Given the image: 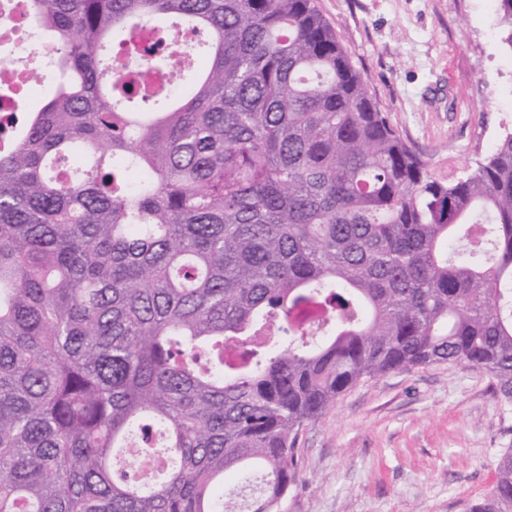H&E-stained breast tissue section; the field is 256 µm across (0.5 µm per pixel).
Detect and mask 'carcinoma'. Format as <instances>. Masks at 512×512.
Masks as SVG:
<instances>
[{"instance_id": "obj_1", "label": "carcinoma", "mask_w": 512, "mask_h": 512, "mask_svg": "<svg viewBox=\"0 0 512 512\" xmlns=\"http://www.w3.org/2000/svg\"><path fill=\"white\" fill-rule=\"evenodd\" d=\"M29 7L57 82L0 148V512H224L253 470L277 512L302 428L388 372L512 406V133L434 179L314 0ZM467 512H512V448Z\"/></svg>"}]
</instances>
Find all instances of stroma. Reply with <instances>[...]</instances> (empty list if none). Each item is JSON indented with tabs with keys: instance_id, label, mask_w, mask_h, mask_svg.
Instances as JSON below:
<instances>
[{
	"instance_id": "obj_1",
	"label": "stroma",
	"mask_w": 512,
	"mask_h": 512,
	"mask_svg": "<svg viewBox=\"0 0 512 512\" xmlns=\"http://www.w3.org/2000/svg\"><path fill=\"white\" fill-rule=\"evenodd\" d=\"M381 112L455 182L512 132V47L495 0H315ZM512 448L488 374L434 364L363 381L301 432L285 512H466Z\"/></svg>"
}]
</instances>
